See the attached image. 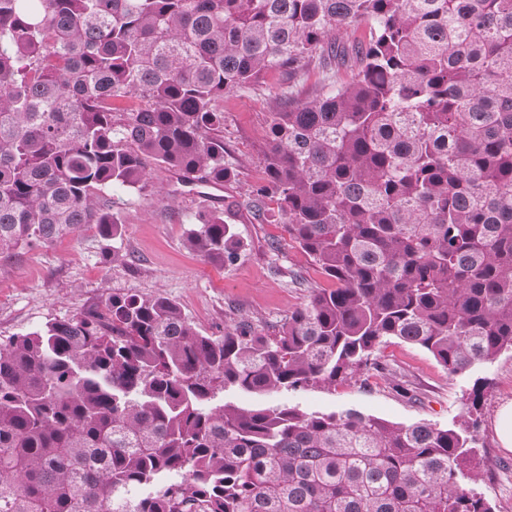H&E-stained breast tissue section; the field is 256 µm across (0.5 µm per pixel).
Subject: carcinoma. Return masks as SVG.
<instances>
[{
  "label": "carcinoma",
  "mask_w": 512,
  "mask_h": 512,
  "mask_svg": "<svg viewBox=\"0 0 512 512\" xmlns=\"http://www.w3.org/2000/svg\"><path fill=\"white\" fill-rule=\"evenodd\" d=\"M313 62L351 80L269 113L244 207L336 287L273 335L112 293L0 343V512H493L463 484L485 379L446 429L220 393L329 388L392 337L450 376L512 352V0H0V258L120 239L154 167L232 181L224 98ZM233 216L198 206L186 246L234 265Z\"/></svg>",
  "instance_id": "1"
}]
</instances>
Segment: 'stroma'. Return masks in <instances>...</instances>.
Masks as SVG:
<instances>
[{
    "mask_svg": "<svg viewBox=\"0 0 512 512\" xmlns=\"http://www.w3.org/2000/svg\"><path fill=\"white\" fill-rule=\"evenodd\" d=\"M287 86L285 77L273 74L225 98L224 147L238 173L235 183L219 190L181 188L166 171L156 169L147 190L117 193L115 208L124 221L118 243L86 227L0 260V342L102 308L111 293L166 295L201 330L215 336L223 335L225 325L241 315L272 333L307 301L310 287H327L309 258L289 242L283 225L250 223L243 207L249 192L265 182L266 119L280 107ZM204 194L214 205H237L234 223L244 248L233 267L204 261L183 246L191 214ZM375 358L377 368L330 389L262 397L228 389L224 399L241 406L286 405L309 413L356 410L391 422L446 428L464 414L475 378H488L479 429L482 446L476 451L482 477L476 489L494 512H512V450L500 445L495 432L499 407L512 401V352L463 377L448 375L427 350L397 339L383 344ZM403 381L409 383L410 395L395 391V384Z\"/></svg>",
    "mask_w": 512,
    "mask_h": 512,
    "instance_id": "obj_1",
    "label": "stroma"
}]
</instances>
